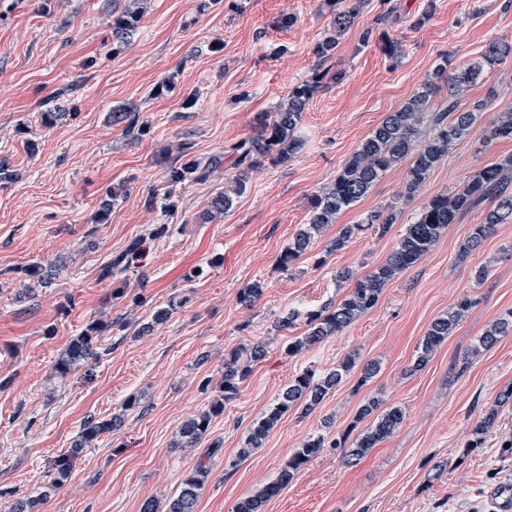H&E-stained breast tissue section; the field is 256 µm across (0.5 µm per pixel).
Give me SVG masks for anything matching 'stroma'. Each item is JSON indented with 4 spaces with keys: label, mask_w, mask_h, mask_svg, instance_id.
Here are the masks:
<instances>
[{
    "label": "stroma",
    "mask_w": 512,
    "mask_h": 512,
    "mask_svg": "<svg viewBox=\"0 0 512 512\" xmlns=\"http://www.w3.org/2000/svg\"><path fill=\"white\" fill-rule=\"evenodd\" d=\"M365 0L333 56L314 53L332 17L322 0H149L131 42L112 48V7L125 0H0V159L13 176L0 180V512L54 479L84 423L120 417L70 464L63 487L42 512H141L165 501L184 476L205 463L209 476L196 512H233L236 503L274 481L309 436L356 437L357 413L369 399L405 412L401 426L364 458L346 462L325 449L265 507V512H492V492L512 487V333L473 354L478 336L512 311V223L497 225L463 253L475 210L449 225L412 268L385 287L378 305L343 331L292 355L306 311L336 305L346 287L335 275H364L388 258L423 198L455 193L483 166L512 155V140L487 141L482 126L457 141L418 199L399 197V164L355 206L323 228L289 270L279 258L309 219L313 194L331 184L360 143L433 73L442 54L457 65L479 59L493 41L512 44V0ZM386 23L378 17L385 6ZM292 25H282L284 16ZM370 41H363L364 32ZM399 39L398 58L381 49ZM343 72L324 81L300 122L306 144L290 161L248 171L247 189L223 220L202 215L239 174L233 144L258 132V119L314 69ZM489 99V112L512 108V54L486 69L461 103ZM133 108L147 126L125 133L113 109ZM57 112L43 126L41 113ZM196 158L219 157L208 179L183 184L177 206L163 208L165 173L180 145ZM122 186L107 223L94 221L107 189ZM396 204L385 236L365 231L337 251L328 244L342 225ZM164 224L168 232L152 237ZM140 241L127 272L128 296H111L101 268ZM63 259L52 287L26 294L21 269ZM488 275L475 283V269ZM200 270L191 278L192 270ZM262 287L252 304L239 295ZM472 305L427 366L413 370L431 322L463 299ZM170 318L139 335L156 308ZM293 326H283L290 312ZM119 321L105 332L100 360L66 379L52 367L70 340L94 319ZM264 342L238 394L225 402L195 447L178 444L182 423L218 395L224 362L236 349ZM353 368L308 414L291 411L261 448L241 456L252 424L305 369ZM377 373L361 382L362 369ZM137 407L126 408L129 396ZM495 420L482 441L476 422Z\"/></svg>",
    "instance_id": "35a3bbf8"
}]
</instances>
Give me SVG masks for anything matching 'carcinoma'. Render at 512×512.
<instances>
[{"label":"carcinoma","mask_w":512,"mask_h":512,"mask_svg":"<svg viewBox=\"0 0 512 512\" xmlns=\"http://www.w3.org/2000/svg\"><path fill=\"white\" fill-rule=\"evenodd\" d=\"M345 8L343 0H324L323 6L333 15L330 33L315 47V55L321 61L332 57L338 45L339 37L351 27L359 11L360 3ZM146 12L145 0H128L121 13L112 23V41L126 44L138 31ZM512 47L491 42L480 59L464 64L453 65L448 55L440 57L432 76L427 79L408 101L397 111L390 113L359 145L357 150L345 162L332 184L317 192L310 200V219L301 229L294 241L280 256L281 268L287 270L307 250L310 241L328 224L336 222L338 215L360 201L373 185L392 167L408 160L410 167L404 183L402 196L408 200L429 178L433 169L458 140L469 135L483 112L486 111L487 98L473 102L470 108H460L459 96L466 89L479 83L485 67L496 64ZM326 72L316 70L312 76L293 86L284 99L277 103L274 111L266 114L259 122V131L253 138L242 140L232 146L240 164L253 168L269 161L273 164L285 163L301 148L303 141L299 135V124L307 104L320 87ZM448 85V98L438 106H430L432 98L439 92V82ZM112 122L125 123V131L143 132L144 126L138 125V117L133 109L119 107L112 111ZM485 138L512 139V111L499 112L485 127ZM220 165V159L214 158L206 165L188 152H183L182 162L171 166L166 174L167 184L171 187L185 182L203 179ZM512 156L497 160L478 170L454 194H437L420 205L414 221L405 227L389 258L381 265L358 279L354 287L336 305L325 306L317 311L306 313L307 330L305 334L288 344V353L296 354L302 349L318 344L325 338L343 330L358 318L372 310L378 303L386 285L400 272L414 266L422 256L435 245L448 225L455 223L461 215L486 203L490 207L480 224L474 225L463 253L476 249L484 238L498 224L512 222ZM246 190L245 177L236 175L227 181L224 192L212 199L209 210L203 216L207 222L221 218L234 203V199ZM117 193L109 190L100 201L95 214V222L107 223L116 201ZM397 220L396 206L390 205L384 211L368 214L360 224H347L328 249L337 251L356 234L372 230L379 236H385ZM138 243L134 242L127 251L102 270V277L120 280V286L112 295L120 298L125 293L126 280L122 275L137 257ZM23 288H49L59 275V268L53 263L35 262L24 266ZM472 306L468 298L459 302L445 314L435 318L425 336L421 339L412 370L423 369L435 351L450 336L461 321L464 313ZM123 329L121 323H103L98 320L89 322L75 336L68 347L60 354L53 367L54 376L63 378L73 368L88 360L101 357L99 341L111 327ZM512 332V311L491 323L477 340L473 352L478 353L493 347L502 336ZM266 349L256 344L249 349L232 351L224 363V375L219 395L209 409L186 420L180 428L182 445H196L208 432L212 418L224 411V402L232 399L240 385L251 373V363L262 359ZM352 367L351 361L342 363L334 371L319 374L308 368L288 382L276 403L259 420L253 423L246 442L241 449L242 455H248L261 447L279 421L290 411L299 409L310 412L316 405L336 388L343 374ZM374 420L368 428L358 434L352 443L347 436L327 440L319 434L305 440L301 447L288 458L280 469L275 481L264 485L253 495L240 500L234 512H264L268 501L277 496L314 458L325 449L341 451L344 457L359 459L384 439L393 434L404 420V412L398 407L379 410V401L370 399L361 406L358 419L369 416ZM119 427L115 419L106 421H87L78 438L72 443L56 477L47 489L35 496L15 500L10 512H41V506L49 497V491L61 488L69 477V460L78 457L84 449L103 433H111ZM208 470L199 464L182 480L179 491L167 499L163 508L148 501L143 512H195L200 491L205 485Z\"/></svg>","instance_id":"obj_1"}]
</instances>
